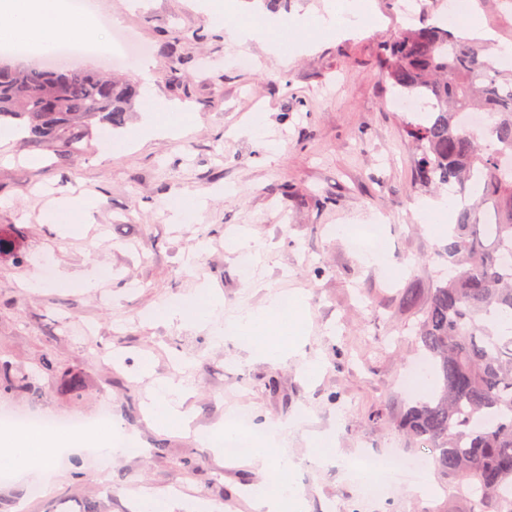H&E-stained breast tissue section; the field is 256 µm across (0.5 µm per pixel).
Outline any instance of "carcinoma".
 Listing matches in <instances>:
<instances>
[{
	"mask_svg": "<svg viewBox=\"0 0 512 512\" xmlns=\"http://www.w3.org/2000/svg\"><path fill=\"white\" fill-rule=\"evenodd\" d=\"M403 29L379 52L385 77L399 92L422 97L429 110L408 121L415 180L424 188L453 183L461 195L442 257L448 278L430 289L412 326L438 382L434 396L407 407L402 431L431 449L435 474L465 512H512V72L460 28L430 21ZM139 97L137 81L91 70L0 64V125L57 152L93 138L101 125L122 128ZM487 114L488 131L462 121ZM79 397L84 379L63 376Z\"/></svg>",
	"mask_w": 512,
	"mask_h": 512,
	"instance_id": "obj_1",
	"label": "carcinoma"
}]
</instances>
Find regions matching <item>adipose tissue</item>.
Wrapping results in <instances>:
<instances>
[{
    "mask_svg": "<svg viewBox=\"0 0 512 512\" xmlns=\"http://www.w3.org/2000/svg\"><path fill=\"white\" fill-rule=\"evenodd\" d=\"M0 14L9 18L7 24L0 25L1 42H28L43 52L55 49L64 40L88 38L92 32L89 17L73 13L67 0H0ZM291 302V308L287 309L279 297H270L265 305L230 319L223 333L238 338L252 353L265 360L286 361L298 347L297 341L288 336V321L298 318L304 298L296 295ZM181 393V385L172 380L159 386L150 409L155 424L188 428L190 419L182 409ZM304 420L301 414L286 421L265 420L263 431L256 439L243 438L230 425L203 435V443L220 455L224 454L227 444L244 442L242 459L271 473L269 484L254 486L250 493L252 512H305L304 490L292 477L296 464L287 451L289 429L301 425ZM134 445L132 436L112 426L103 433L49 434L38 440L26 432H8L0 435V466L17 472H32L42 479L48 473L49 462L57 449L90 448L114 458L127 454Z\"/></svg>",
    "mask_w": 512,
    "mask_h": 512,
    "instance_id": "1",
    "label": "adipose tissue"
}]
</instances>
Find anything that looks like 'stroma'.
Segmentation results:
<instances>
[{
	"mask_svg": "<svg viewBox=\"0 0 512 512\" xmlns=\"http://www.w3.org/2000/svg\"><path fill=\"white\" fill-rule=\"evenodd\" d=\"M96 16L145 50L124 67L140 83L125 127L66 162L11 140L0 144V227L26 261L0 256V368L28 375L39 399L0 392V415L48 414L95 422L108 416L134 435L141 454L107 460L59 452L46 489L22 475L0 482V512H58V499L94 498L99 512H133L125 488L178 489L192 504L252 512L247 490L260 468L226 463L198 435L232 415L252 422L308 417L288 435L307 512H446L441 488L427 497L397 483L368 509L344 469L353 451L430 456L399 430L407 404L422 399L400 380L424 359L412 334L409 289L427 296L447 278V239L417 219L431 191L415 183V157L403 136L396 89L377 65L379 47L405 23L400 0H371L372 16L352 38L315 36L293 51L294 33L277 34L281 52L227 41L201 0H91ZM492 44L512 40V0H482L474 12ZM0 61L110 71L103 55L47 58L0 49ZM166 132L131 137L148 108ZM83 211L52 219L61 196ZM189 223L171 219L174 201ZM378 224L387 255L371 260L340 232ZM253 237L252 264L231 249ZM98 276L97 288L81 283ZM211 289L222 313L208 324L149 320L159 305ZM305 298L298 357L273 364L238 342L217 341L215 325L269 297ZM82 374L80 398L41 369L44 357ZM150 360V372L141 369ZM316 361V379L303 361ZM182 381L189 430L161 429L147 413L158 381ZM336 440L323 456L319 437ZM194 467L184 471L182 460Z\"/></svg>",
	"mask_w": 512,
	"mask_h": 512,
	"instance_id": "obj_1",
	"label": "stroma"
}]
</instances>
